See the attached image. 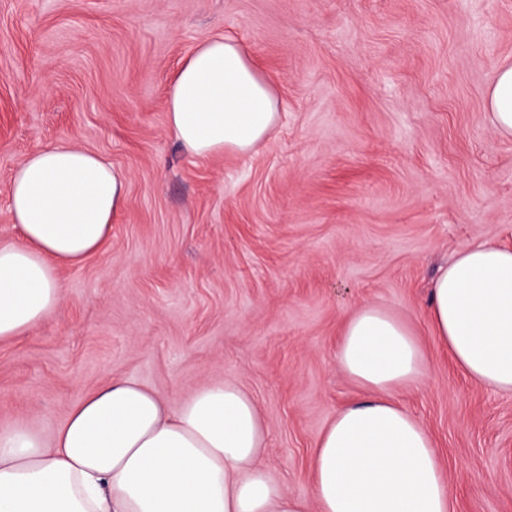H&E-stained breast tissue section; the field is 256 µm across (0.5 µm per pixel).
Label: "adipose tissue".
<instances>
[{
  "mask_svg": "<svg viewBox=\"0 0 512 512\" xmlns=\"http://www.w3.org/2000/svg\"><path fill=\"white\" fill-rule=\"evenodd\" d=\"M488 109L494 131L511 137L512 65L499 70ZM279 120L274 87L228 34L199 42L167 87V126L199 159L251 153ZM125 199L111 160L69 143L17 167L8 201L19 237L0 241V341L60 308V269L111 239ZM427 315L465 377L512 393V248L462 246L433 279ZM336 360L367 398L318 436L311 500L288 495L261 466L269 429L237 384L202 386L174 407L119 378L75 403L52 444L24 426L0 433V512H455L432 435L395 399L427 371L409 322L361 306L343 323Z\"/></svg>",
  "mask_w": 512,
  "mask_h": 512,
  "instance_id": "ef3b65f1",
  "label": "adipose tissue"
}]
</instances>
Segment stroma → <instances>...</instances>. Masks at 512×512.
<instances>
[{
	"instance_id": "stroma-1",
	"label": "stroma",
	"mask_w": 512,
	"mask_h": 512,
	"mask_svg": "<svg viewBox=\"0 0 512 512\" xmlns=\"http://www.w3.org/2000/svg\"><path fill=\"white\" fill-rule=\"evenodd\" d=\"M237 37L282 119L252 154L197 159L166 124L179 63ZM512 64V0H0V239L7 189L59 141L127 176L112 239L60 272L58 312L0 343V432L52 440L71 405L131 377L178 405L231 381L269 425L262 465L311 495L314 443L361 397L338 368L373 303L427 347L396 398L431 431L456 512H512V394L466 380L426 309L465 244L512 246V137L487 116Z\"/></svg>"
}]
</instances>
